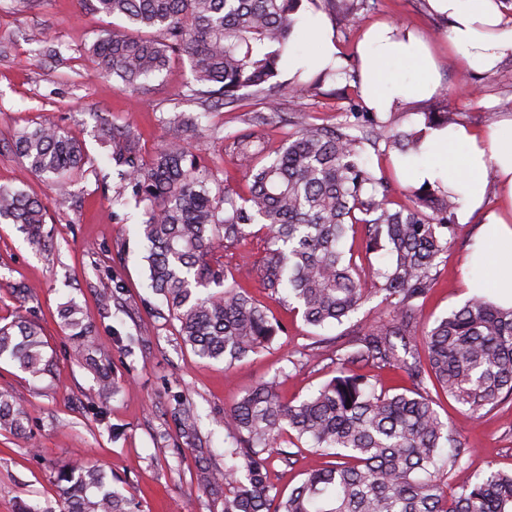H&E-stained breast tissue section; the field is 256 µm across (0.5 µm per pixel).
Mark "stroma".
Returning a JSON list of instances; mask_svg holds the SVG:
<instances>
[{"label": "stroma", "mask_w": 512, "mask_h": 512, "mask_svg": "<svg viewBox=\"0 0 512 512\" xmlns=\"http://www.w3.org/2000/svg\"><path fill=\"white\" fill-rule=\"evenodd\" d=\"M378 20L394 21L418 32L439 67L444 96L408 105L411 113L433 107L450 110L457 121L484 131L512 118V59L489 74H463L448 52L446 23L430 12L427 0H378L374 10L347 21L330 17L326 25L337 42L345 72L309 92L284 96L282 107L317 122L337 124L349 101H361L357 44ZM108 24L79 0H0V184L23 185L47 208L45 229L52 246L30 249L14 225L0 224V322L37 317L48 343L52 372L32 379L9 363L0 364V391L28 413L21 434L0 431V512H17L19 502L54 504L59 488L55 469L71 461L99 465L141 512H222V494L197 485L198 456L209 451L224 461V410L257 383L278 376L285 400H300L334 374L330 361L288 373V359L312 344L316 331L287 306L271 299L257 276L267 243L255 236L243 245L218 251L216 261L232 267L252 295L288 327L268 351L226 367L203 360L185 347L179 322L147 288V269L136 233L142 210L113 204L121 181L100 143L103 127L133 125L144 155L166 138L160 118L167 112H198L196 101L180 92L193 76L187 59L149 81L147 90L122 91L105 79H88L92 68L85 47ZM42 34L29 41L30 32ZM60 56H53V49ZM51 119L83 146L94 164L72 175L65 193L25 178L10 147L14 131ZM479 216L461 225L440 275L419 316L420 327L461 307L469 298L464 277L469 245ZM34 293L22 297L20 287ZM117 297L101 307L100 292ZM74 299L83 309L94 346L109 353L108 369L117 390L102 392L87 365L72 358L73 341L60 326L57 307ZM199 415L201 446L180 436L172 416L176 400ZM437 410L455 425L465 448L451 486L466 484L478 472L512 471V399L473 418L464 407L439 397Z\"/></svg>", "instance_id": "obj_1"}]
</instances>
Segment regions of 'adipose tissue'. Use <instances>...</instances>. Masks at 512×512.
<instances>
[{
    "instance_id": "1",
    "label": "adipose tissue",
    "mask_w": 512,
    "mask_h": 512,
    "mask_svg": "<svg viewBox=\"0 0 512 512\" xmlns=\"http://www.w3.org/2000/svg\"><path fill=\"white\" fill-rule=\"evenodd\" d=\"M431 10L448 22V47L460 65L481 74L504 58H512V0H428ZM306 38L316 52L305 57L289 54V72H317L328 65L342 66L324 21L317 16L299 18ZM362 93L375 112L395 111L402 103L421 100L439 86L437 62L425 40L396 23L380 21L365 32L359 45ZM402 67L415 77H399ZM403 184L440 183L460 203L459 221L481 215L470 266L474 276L465 278L470 294L493 290L496 301L512 307V126L478 132L463 125L428 130L417 152L394 158ZM497 205L486 209L488 194Z\"/></svg>"
}]
</instances>
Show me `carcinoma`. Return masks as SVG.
Listing matches in <instances>:
<instances>
[{"mask_svg":"<svg viewBox=\"0 0 512 512\" xmlns=\"http://www.w3.org/2000/svg\"><path fill=\"white\" fill-rule=\"evenodd\" d=\"M94 12L143 33L99 32L87 53L98 77L121 90H145L176 56L190 63L193 82L182 95L199 101L196 114L161 119L169 138L150 157L126 126L103 130L108 159L132 197L144 204L139 234L145 242L148 288L180 323L184 345L202 359L227 366L270 348L287 327L258 303L223 265L212 262L262 233L269 244L258 266L268 294L290 304L314 328L341 325L366 301L383 295L389 320L353 327L335 340L329 359L336 376L298 401H285L273 377L246 391L224 411V466L199 458L198 483L224 492L222 512H512V473L488 470L449 493L463 448L443 420L432 392H441L479 416L512 398V307L474 296L418 332L421 307L448 258L457 197L440 189L407 186L398 208L391 186L367 162L370 151L408 153L423 128L455 122L453 113L425 112L423 127L403 126L405 112H366L351 103L335 126L306 115L286 118L284 92L298 93L336 79L328 67L290 88L274 81L281 57L295 40L300 10L353 20L377 0H88ZM261 94L246 111V128L224 135L243 185L211 186L209 168L192 154L188 132L217 107L235 110L244 90ZM272 123L291 126L272 153L254 131ZM11 147L27 172L58 192L65 178L91 163L77 140L44 121L17 129ZM47 210L21 187L0 185V223L13 224L36 252L47 250ZM365 230L362 250L345 249L349 234ZM387 261L376 268L370 255ZM59 317L76 340L74 356L90 360V326L75 300ZM37 321L19 317L0 326V361L33 378L50 371ZM398 369L410 386L377 390L355 367ZM173 416L182 437H198L193 405L178 401ZM27 412L0 392V429L24 431ZM290 431L336 462L306 473L290 493L271 480L273 457L290 465L298 455L281 447ZM57 506L23 512H139L138 503L107 489L105 470L74 462L59 469Z\"/></svg>","mask_w":512,"mask_h":512,"instance_id":"carcinoma-1","label":"carcinoma"}]
</instances>
